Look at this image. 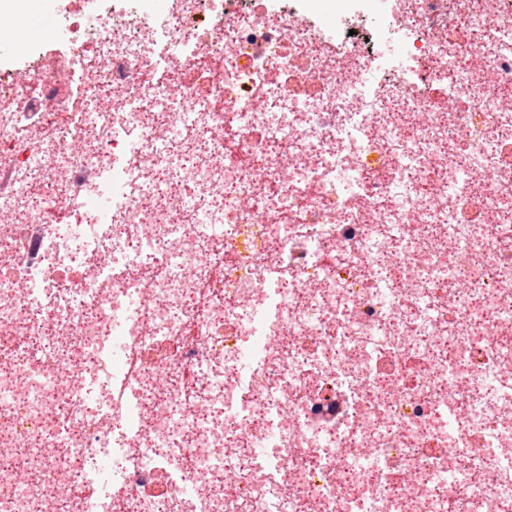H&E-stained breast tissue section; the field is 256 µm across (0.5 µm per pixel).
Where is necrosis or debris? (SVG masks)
<instances>
[{
  "label": "necrosis or debris",
  "mask_w": 512,
  "mask_h": 512,
  "mask_svg": "<svg viewBox=\"0 0 512 512\" xmlns=\"http://www.w3.org/2000/svg\"><path fill=\"white\" fill-rule=\"evenodd\" d=\"M71 2L0 68V512H512V0Z\"/></svg>",
  "instance_id": "4bbe7bcc"
}]
</instances>
